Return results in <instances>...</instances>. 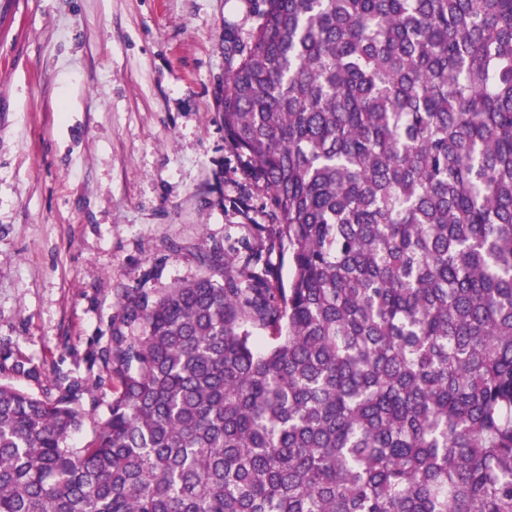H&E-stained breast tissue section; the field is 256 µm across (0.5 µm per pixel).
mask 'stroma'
Here are the masks:
<instances>
[{
    "label": "stroma",
    "instance_id": "35a3bbf8",
    "mask_svg": "<svg viewBox=\"0 0 512 512\" xmlns=\"http://www.w3.org/2000/svg\"><path fill=\"white\" fill-rule=\"evenodd\" d=\"M263 0H0V370L95 390L122 288L195 278L194 249L288 279L267 190L226 141L218 82Z\"/></svg>",
    "mask_w": 512,
    "mask_h": 512
}]
</instances>
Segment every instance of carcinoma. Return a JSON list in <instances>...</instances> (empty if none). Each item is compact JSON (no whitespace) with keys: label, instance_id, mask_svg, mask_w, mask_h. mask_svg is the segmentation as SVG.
I'll list each match as a JSON object with an SVG mask.
<instances>
[{"label":"carcinoma","instance_id":"obj_1","mask_svg":"<svg viewBox=\"0 0 512 512\" xmlns=\"http://www.w3.org/2000/svg\"><path fill=\"white\" fill-rule=\"evenodd\" d=\"M264 2L218 102L288 284L118 291L79 448L0 382V512H512V0Z\"/></svg>","mask_w":512,"mask_h":512}]
</instances>
